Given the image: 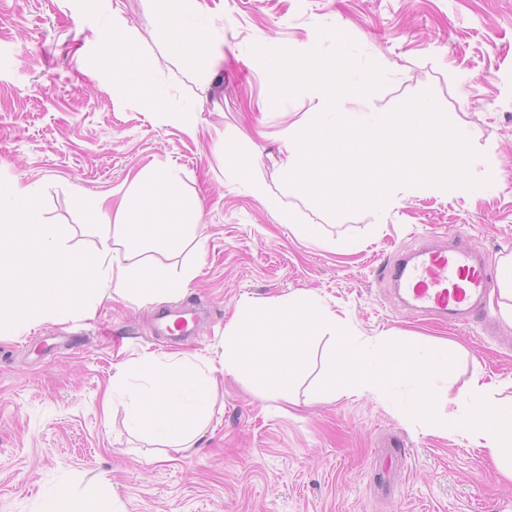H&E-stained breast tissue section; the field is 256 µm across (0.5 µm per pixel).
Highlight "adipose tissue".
I'll return each mask as SVG.
<instances>
[{"instance_id":"1","label":"adipose tissue","mask_w":512,"mask_h":512,"mask_svg":"<svg viewBox=\"0 0 512 512\" xmlns=\"http://www.w3.org/2000/svg\"><path fill=\"white\" fill-rule=\"evenodd\" d=\"M172 39L192 62H209L208 39L192 20L198 0H161ZM113 81L147 93L156 110H164L166 91L151 79L147 63L113 65ZM181 175L169 168L136 176L132 192L119 205L85 197L81 204L101 217V247L82 260L70 251L67 226L47 224L34 204L32 186L0 184V323L6 327L63 317L71 307L93 316L103 298L159 299L186 286L195 266L170 278L153 261V253L176 248L186 224L178 194Z\"/></svg>"}]
</instances>
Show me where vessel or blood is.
Masks as SVG:
<instances>
[{"mask_svg": "<svg viewBox=\"0 0 512 512\" xmlns=\"http://www.w3.org/2000/svg\"><path fill=\"white\" fill-rule=\"evenodd\" d=\"M451 238L453 247L420 248L388 262L382 274L415 311L445 324L477 322L489 327L491 317L484 310V300L494 281L463 235L455 232Z\"/></svg>", "mask_w": 512, "mask_h": 512, "instance_id": "1", "label": "vessel or blood"}]
</instances>
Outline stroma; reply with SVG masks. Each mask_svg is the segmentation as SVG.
Segmentation results:
<instances>
[{"instance_id":"1","label":"stroma","mask_w":512,"mask_h":512,"mask_svg":"<svg viewBox=\"0 0 512 512\" xmlns=\"http://www.w3.org/2000/svg\"><path fill=\"white\" fill-rule=\"evenodd\" d=\"M198 20L224 59L203 72L172 44L144 0H0V182L33 185L46 223L71 227L78 257L100 247L96 218L76 198L120 201L135 176L170 167L203 215L191 242L159 257L176 275L199 272L180 294L152 303L104 300L73 315L0 335V512H40L49 493L99 499L117 512H512V479L489 451L439 433L403 409L412 388L337 395L323 390L333 340L312 337L287 391L218 375L212 417L195 448L176 452L130 432L126 408L148 382L131 379L111 407L117 367L217 363L224 329L244 300L307 294L373 350L388 342L448 344L453 368L437 381L440 420L459 411L473 375L512 397V323L499 291L477 325L435 323L402 306L382 263L420 242L466 235L498 267L512 254V0H200ZM128 31L121 62L147 60L166 110L120 91L101 43L114 21ZM334 28L383 83L348 112L387 115L430 93L466 128L492 183L484 195L400 186L382 210L334 216L281 181V134L306 125L318 100L302 90L273 104L253 47L308 53L334 46ZM190 112L192 125L172 118ZM233 156H225L224 147ZM263 185L271 205L254 195ZM287 223H280V216ZM352 241L348 251L331 241ZM188 306L204 317L176 344L156 316Z\"/></svg>"}]
</instances>
